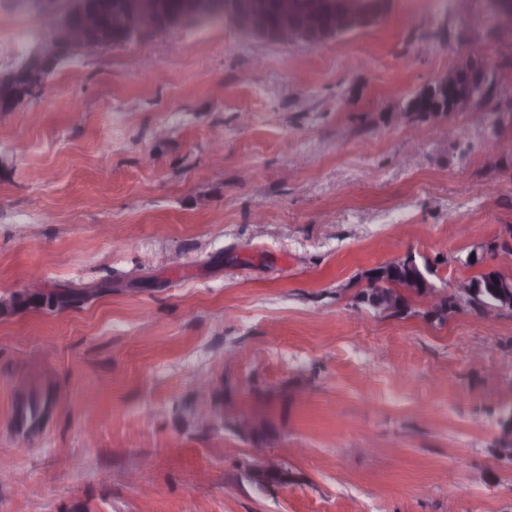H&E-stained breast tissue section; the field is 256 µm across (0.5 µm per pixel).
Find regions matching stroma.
I'll return each instance as SVG.
<instances>
[{
  "label": "stroma",
  "mask_w": 512,
  "mask_h": 512,
  "mask_svg": "<svg viewBox=\"0 0 512 512\" xmlns=\"http://www.w3.org/2000/svg\"><path fill=\"white\" fill-rule=\"evenodd\" d=\"M69 5L0 0V70ZM505 37L488 0H390L316 45L227 19L89 50L0 112V302L95 292L0 314V512H512V315L354 308L410 253L453 288L512 224V157L485 149L511 104L392 119ZM268 461L288 481L256 488ZM90 298H92L91 295L72 291L33 292L27 293L24 296L16 294L12 301V307L19 309L29 306L30 304H37L53 309H65L77 303L88 302Z\"/></svg>",
  "instance_id": "1"
}]
</instances>
